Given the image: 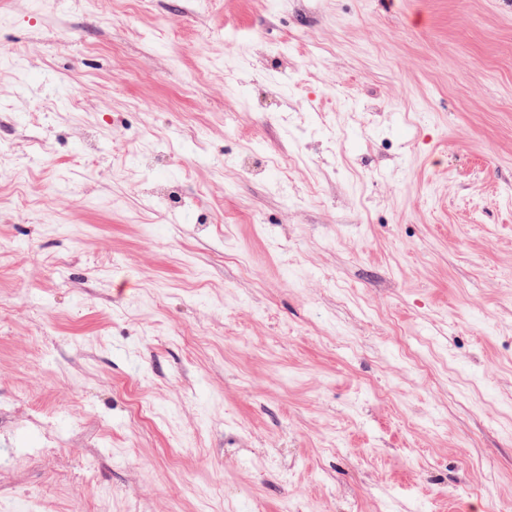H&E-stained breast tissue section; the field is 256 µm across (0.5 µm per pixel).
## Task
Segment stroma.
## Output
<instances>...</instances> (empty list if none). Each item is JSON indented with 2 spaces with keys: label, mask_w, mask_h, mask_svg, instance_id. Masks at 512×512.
<instances>
[{
  "label": "stroma",
  "mask_w": 512,
  "mask_h": 512,
  "mask_svg": "<svg viewBox=\"0 0 512 512\" xmlns=\"http://www.w3.org/2000/svg\"><path fill=\"white\" fill-rule=\"evenodd\" d=\"M0 512H512V0H0Z\"/></svg>",
  "instance_id": "1"
}]
</instances>
